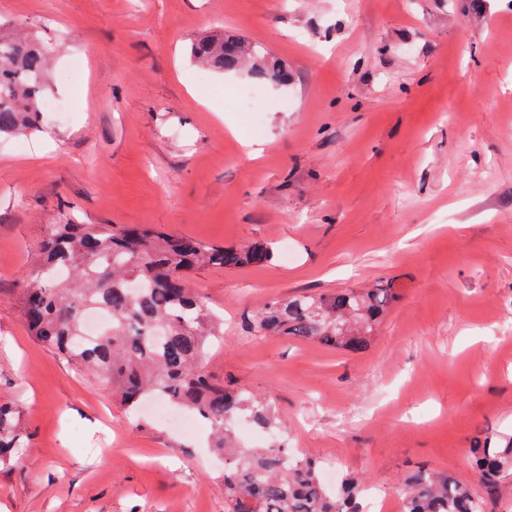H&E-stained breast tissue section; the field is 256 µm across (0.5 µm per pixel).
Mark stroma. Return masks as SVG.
I'll list each match as a JSON object with an SVG mask.
<instances>
[{
  "label": "stroma",
  "instance_id": "obj_1",
  "mask_svg": "<svg viewBox=\"0 0 512 512\" xmlns=\"http://www.w3.org/2000/svg\"><path fill=\"white\" fill-rule=\"evenodd\" d=\"M512 0H0V21L55 44L63 117L0 138V403L27 437L0 466V512H224L202 425H141L111 384L31 335L18 284L53 224H151L260 267L202 268L224 317L207 371L266 397L289 448L359 477L383 512L424 466L512 512V474L479 483L474 441L512 437ZM229 30L293 79L197 83L194 39ZM394 281L363 352L269 336L270 299Z\"/></svg>",
  "mask_w": 512,
  "mask_h": 512
}]
</instances>
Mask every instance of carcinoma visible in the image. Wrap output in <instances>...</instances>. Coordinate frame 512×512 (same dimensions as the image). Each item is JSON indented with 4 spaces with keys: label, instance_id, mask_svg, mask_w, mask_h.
I'll return each instance as SVG.
<instances>
[{
    "label": "carcinoma",
    "instance_id": "cac0c4a2",
    "mask_svg": "<svg viewBox=\"0 0 512 512\" xmlns=\"http://www.w3.org/2000/svg\"><path fill=\"white\" fill-rule=\"evenodd\" d=\"M52 52L0 34V134L40 129L44 66ZM193 60L227 73L285 86L286 63L230 32L191 46ZM43 259L20 282L21 308L32 333L68 363L112 381L113 395L137 413L161 397L200 416L210 429L209 447L224 456V512H365L364 488L353 476L332 491L319 462L295 456L277 433L260 448L240 446L233 424L242 417L263 431L279 430L265 398L233 388L204 362L224 333V319L190 287L199 268L262 266L274 256L267 242L224 247L159 231L147 225L118 230L106 224H51ZM390 283L308 295L281 296L261 309L259 331L360 353L397 300ZM104 310L109 320L84 340V318ZM24 433L16 409L0 404V464L10 462ZM479 482L494 486L512 473V438L486 439L469 449ZM402 512H484L470 485L425 467L400 493Z\"/></svg>",
    "mask_w": 512,
    "mask_h": 512
}]
</instances>
